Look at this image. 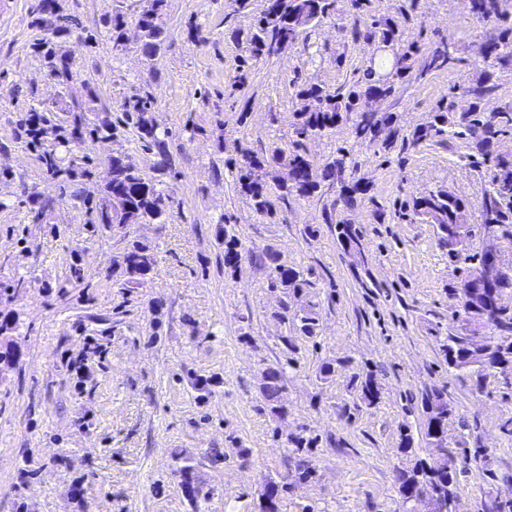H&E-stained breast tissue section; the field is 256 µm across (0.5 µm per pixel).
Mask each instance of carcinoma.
Instances as JSON below:
<instances>
[{
  "instance_id": "carcinoma-1",
  "label": "carcinoma",
  "mask_w": 512,
  "mask_h": 512,
  "mask_svg": "<svg viewBox=\"0 0 512 512\" xmlns=\"http://www.w3.org/2000/svg\"><path fill=\"white\" fill-rule=\"evenodd\" d=\"M72 12L64 13L59 0H40L32 25L40 31L34 52L41 59L46 72L62 84L75 81L61 52L60 39L72 36L82 28L77 12L80 0H71ZM136 15L140 51L153 61L165 41L162 18L168 0H141ZM353 14L351 33L354 39L373 46L390 41L399 48V58L382 55L387 62L384 70L371 65L349 85L329 87L304 83L296 93L299 108L294 112L293 134L288 148H276L269 156L260 155L239 143L227 163L233 165L235 186L251 202L254 211L270 220L276 219L277 204L290 198H320L325 190L338 184L336 205L353 209L364 200L370 188L360 179L345 176L357 169L352 155L338 149L337 156L318 163L308 153L307 141L326 137L342 123H352L355 140L375 151L387 150L397 142L404 146H418L433 138L457 137L469 140L471 157L480 163L491 164L488 189L481 202V222L470 224L468 207L461 199L448 196L446 190H432L413 200V212L440 231L439 245L447 250L448 260L461 264L457 280L448 288V298L455 301L452 328L445 336L436 337L439 351L448 364V371L471 386L480 389L486 379L499 370H512V306H502L512 300V263L498 268L494 286L486 288L473 280V275L484 267L490 250L471 249L475 236L488 237V225H496L498 237L512 238V158L505 160L495 155L492 146L499 137L512 132V107L486 113L474 102L466 112L456 113L444 100H439L429 120L403 133L397 125L394 112H376L368 115L357 108L364 96L393 97L398 85L413 71L433 72L448 70L456 65V45L441 37L425 48L416 41L404 39L401 25L390 16L375 15L370 9L372 0H350ZM338 0H267L265 9L256 17L248 31L233 32L236 40L246 44V55L241 57L237 82L244 83L246 73L258 62L275 56L277 46H293L299 38L319 25L322 20L337 15ZM470 13L480 22L496 26L497 34L485 43V57L490 70L479 79L472 90L474 99L493 92L497 75L512 72V18L499 13L497 0H469ZM109 39L113 48L125 44L127 13L112 11L107 21ZM153 96L147 92L126 99L121 117L113 122L104 106L93 108L73 99L64 105L38 102L28 111L21 128L30 143L37 145L50 139L66 148L69 154L67 168L60 167L62 158L54 148L42 152L40 161L47 171L64 172L70 180L94 175L91 158L83 153L86 139L114 136L121 125L133 124L137 136L149 150H156L158 168L169 165L165 142L151 121ZM72 112L74 119L68 130L55 123L53 113ZM100 197L84 198L82 203L91 216L90 233L97 236L105 231L124 230L132 224H165L174 210L173 197L157 187L156 180L140 167L122 156L112 157L111 168L102 172ZM328 224L336 223L339 243L351 248L359 245L360 231L345 219L333 220L325 215ZM238 238L224 231V267L237 269L241 260ZM271 267L270 287L282 293L280 311L273 318L289 325L290 333L279 334L285 363L268 365L261 372L259 386L262 410L274 419L288 414L282 394L285 367L298 363L296 358L300 337L316 335L319 325L318 305L308 299L316 282L294 267L282 264L272 253H265ZM157 259L149 248L138 241L128 245L117 262L119 279L125 288L144 286ZM23 335L19 316L9 314L0 318V363L17 364L20 361L17 338ZM352 403L341 406L349 417L362 410L376 407L381 399V387L368 373H353L349 381ZM426 416L423 441L427 455L396 473L401 496L402 512H413L410 503L418 495H426L434 502L431 512H453L455 487L462 470L455 464L456 450L467 448L464 420L456 411L447 394L434 390L422 398ZM288 445L295 459V477L308 481L315 477L313 454L319 446V437L306 434L288 435ZM291 483L272 479L259 497L257 512H281L285 494Z\"/></svg>"
}]
</instances>
